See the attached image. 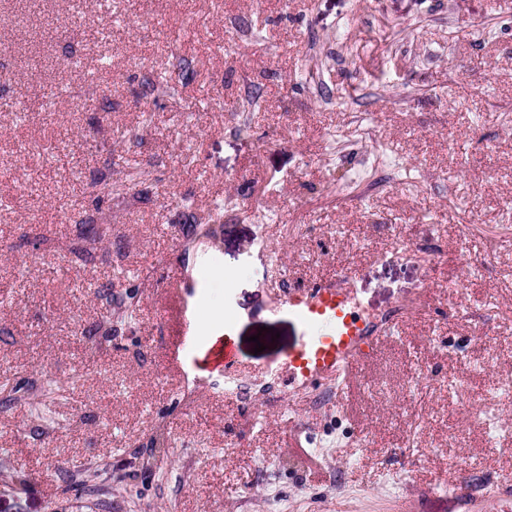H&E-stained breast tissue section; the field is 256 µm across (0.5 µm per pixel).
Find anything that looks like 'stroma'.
Segmentation results:
<instances>
[{
    "mask_svg": "<svg viewBox=\"0 0 512 512\" xmlns=\"http://www.w3.org/2000/svg\"><path fill=\"white\" fill-rule=\"evenodd\" d=\"M117 3L0 0V512H512V0ZM345 273L400 327L287 395L275 302ZM172 77L154 76L153 74H145L141 81V96L151 97L152 103L158 105L161 97L174 95L176 92V84L172 82Z\"/></svg>",
    "mask_w": 512,
    "mask_h": 512,
    "instance_id": "obj_1",
    "label": "stroma"
}]
</instances>
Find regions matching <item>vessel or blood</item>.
Instances as JSON below:
<instances>
[{
	"label": "vessel or blood",
	"mask_w": 512,
	"mask_h": 512,
	"mask_svg": "<svg viewBox=\"0 0 512 512\" xmlns=\"http://www.w3.org/2000/svg\"><path fill=\"white\" fill-rule=\"evenodd\" d=\"M352 301V278L348 275L284 292L280 309L306 331L277 364L289 393L348 378L362 361L366 348L379 344L396 328L398 321L394 318L382 325L362 318Z\"/></svg>",
	"instance_id": "b4317fda"
}]
</instances>
